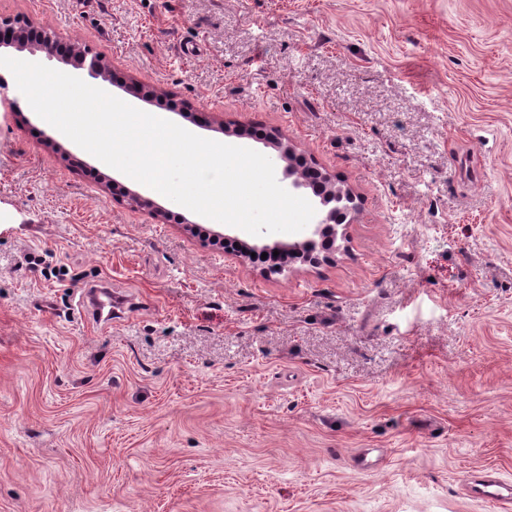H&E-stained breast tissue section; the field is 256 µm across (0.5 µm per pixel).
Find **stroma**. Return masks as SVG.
<instances>
[{
  "label": "stroma",
  "instance_id": "35a3bbf8",
  "mask_svg": "<svg viewBox=\"0 0 512 512\" xmlns=\"http://www.w3.org/2000/svg\"><path fill=\"white\" fill-rule=\"evenodd\" d=\"M160 88L201 137L279 129L356 208L263 275L0 94V512H496L512 481V0H0ZM240 127L227 137L208 117ZM64 268L47 281L24 257ZM110 283V327L78 308ZM379 467L358 470L360 449ZM128 201L133 207L147 211L159 220H164L171 214L169 210L157 203L153 198L143 195L138 191L129 190ZM463 485L468 493L504 509L512 507V484L490 472L468 473Z\"/></svg>",
  "mask_w": 512,
  "mask_h": 512
}]
</instances>
